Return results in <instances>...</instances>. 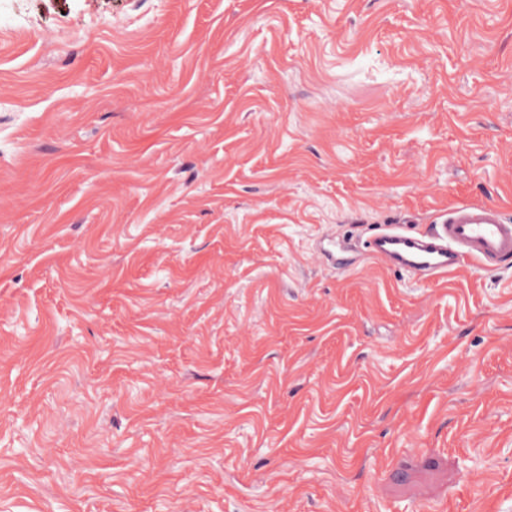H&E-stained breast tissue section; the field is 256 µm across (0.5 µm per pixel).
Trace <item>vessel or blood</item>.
<instances>
[{
    "label": "vessel or blood",
    "instance_id": "vessel-or-blood-1",
    "mask_svg": "<svg viewBox=\"0 0 512 512\" xmlns=\"http://www.w3.org/2000/svg\"><path fill=\"white\" fill-rule=\"evenodd\" d=\"M317 254L335 270L365 256L418 280L447 277L467 262L494 271L512 261V221L498 205L464 202L424 228L392 224L366 238L323 236Z\"/></svg>",
    "mask_w": 512,
    "mask_h": 512
}]
</instances>
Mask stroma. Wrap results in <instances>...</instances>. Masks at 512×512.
<instances>
[{
	"label": "stroma",
	"mask_w": 512,
	"mask_h": 512,
	"mask_svg": "<svg viewBox=\"0 0 512 512\" xmlns=\"http://www.w3.org/2000/svg\"><path fill=\"white\" fill-rule=\"evenodd\" d=\"M512 0H0V512H512ZM317 254L334 270L366 255L417 280L447 277L466 262L494 271L512 260V222L498 205L464 202L425 228L392 224L365 239L328 234Z\"/></svg>",
	"instance_id": "stroma-1"
}]
</instances>
